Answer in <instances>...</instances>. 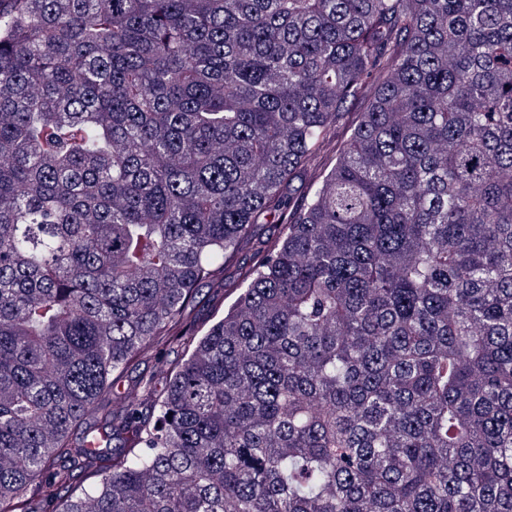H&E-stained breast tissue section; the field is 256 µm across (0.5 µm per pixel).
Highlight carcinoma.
Returning a JSON list of instances; mask_svg holds the SVG:
<instances>
[{
	"mask_svg": "<svg viewBox=\"0 0 512 512\" xmlns=\"http://www.w3.org/2000/svg\"><path fill=\"white\" fill-rule=\"evenodd\" d=\"M0 512H512V0H0ZM367 100L358 97L347 103L342 119L333 125L327 133L320 148L308 157L294 172L285 186L284 193L299 203L305 200L321 183L323 176L336 163V159L346 148L354 127L360 120L361 112H365ZM282 225L280 224H257L248 240L244 243L240 257L254 258L262 253L269 241L275 240L281 235ZM239 292L236 288H199L188 316L200 334L224 316ZM184 350H174L163 356L150 357L129 370L115 390L117 401H133L137 397L141 379H153L158 391H164L170 372L185 357Z\"/></svg>",
	"mask_w": 512,
	"mask_h": 512,
	"instance_id": "carcinoma-1",
	"label": "carcinoma"
}]
</instances>
